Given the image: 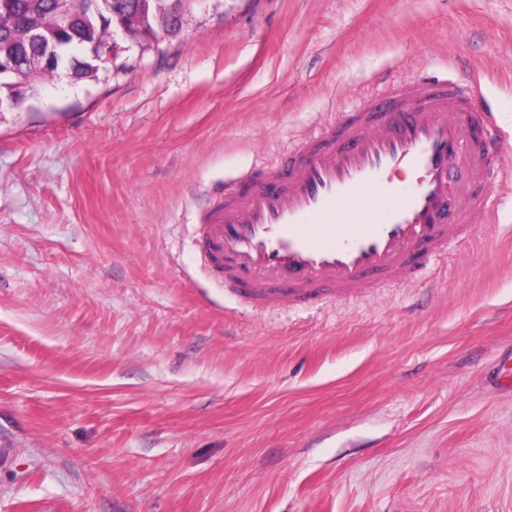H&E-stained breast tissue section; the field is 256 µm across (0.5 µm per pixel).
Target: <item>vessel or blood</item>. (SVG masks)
<instances>
[{"label":"vessel or blood","mask_w":512,"mask_h":512,"mask_svg":"<svg viewBox=\"0 0 512 512\" xmlns=\"http://www.w3.org/2000/svg\"><path fill=\"white\" fill-rule=\"evenodd\" d=\"M511 143L463 81L400 80L283 160L225 181L203 226L206 259L257 309L415 277L488 223L501 181L480 163Z\"/></svg>","instance_id":"b4317fda"}]
</instances>
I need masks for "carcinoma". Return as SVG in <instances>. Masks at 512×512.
Wrapping results in <instances>:
<instances>
[{
	"label": "carcinoma",
	"mask_w": 512,
	"mask_h": 512,
	"mask_svg": "<svg viewBox=\"0 0 512 512\" xmlns=\"http://www.w3.org/2000/svg\"><path fill=\"white\" fill-rule=\"evenodd\" d=\"M180 8L176 0H112L110 4L82 0L79 6L69 0H12L17 21L0 33V54L7 50L26 58L55 45L67 75L74 82L94 80L107 67L91 58L85 48L94 43L100 52L112 42L118 18H123L127 27L135 26L137 36L144 40L155 34L163 23H179L176 12ZM61 10H69L73 15L67 30L58 29L54 23V15ZM53 77V73L28 70L22 86L13 85L11 90L21 100L26 93L37 91L43 81Z\"/></svg>",
	"instance_id": "carcinoma-1"
}]
</instances>
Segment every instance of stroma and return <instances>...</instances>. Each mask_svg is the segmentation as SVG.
Here are the masks:
<instances>
[{
	"label": "stroma",
	"mask_w": 512,
	"mask_h": 512,
	"mask_svg": "<svg viewBox=\"0 0 512 512\" xmlns=\"http://www.w3.org/2000/svg\"><path fill=\"white\" fill-rule=\"evenodd\" d=\"M512 135V0H207L0 107V512H512V148L416 279L252 312L197 241L224 180L394 81Z\"/></svg>",
	"instance_id": "1"
}]
</instances>
